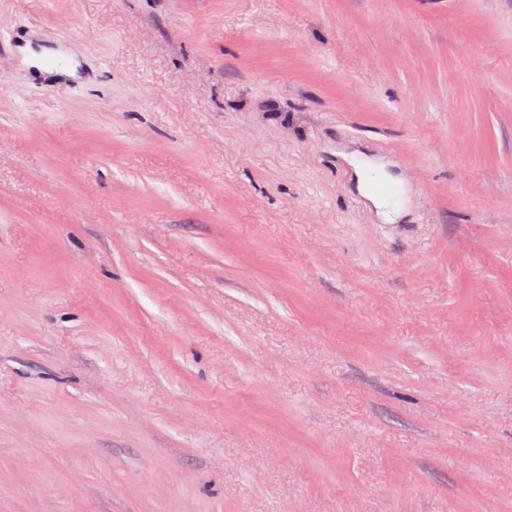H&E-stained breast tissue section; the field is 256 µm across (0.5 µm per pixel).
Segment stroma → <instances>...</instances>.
Returning <instances> with one entry per match:
<instances>
[{"mask_svg":"<svg viewBox=\"0 0 512 512\" xmlns=\"http://www.w3.org/2000/svg\"><path fill=\"white\" fill-rule=\"evenodd\" d=\"M0 42V512H512V0H0ZM352 164L355 167V174L358 177L359 189L364 197H366L378 210L386 221H392L394 216H397L402 211L405 204V190L403 181L393 177L387 170L386 165L377 163L369 159H360L357 156L352 157ZM376 173L380 177H385L396 181L400 187L401 192L398 197L392 199H384L377 197L369 192L367 188V179L370 173Z\"/></svg>","mask_w":512,"mask_h":512,"instance_id":"obj_1","label":"stroma"}]
</instances>
